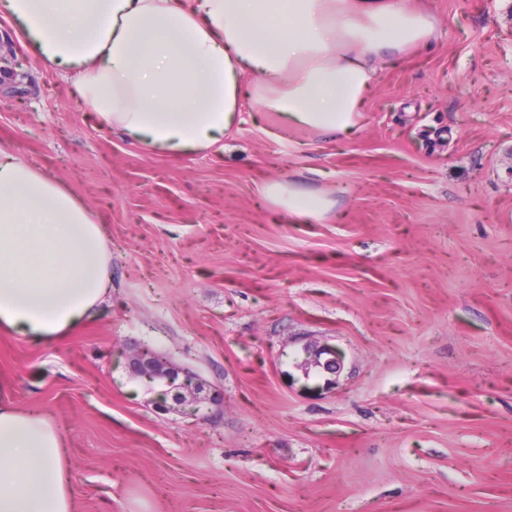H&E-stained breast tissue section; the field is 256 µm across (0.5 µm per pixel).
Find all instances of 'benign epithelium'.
<instances>
[{
	"instance_id": "obj_1",
	"label": "benign epithelium",
	"mask_w": 512,
	"mask_h": 512,
	"mask_svg": "<svg viewBox=\"0 0 512 512\" xmlns=\"http://www.w3.org/2000/svg\"><path fill=\"white\" fill-rule=\"evenodd\" d=\"M131 374L149 383L160 382L164 389L158 394L157 407L169 408V403L191 407L190 414L196 415L194 405L203 401L201 393L205 385L202 380L183 367L161 357L148 347L141 348L135 355L126 358Z\"/></svg>"
}]
</instances>
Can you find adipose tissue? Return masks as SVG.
Returning <instances> with one entry per match:
<instances>
[{"instance_id":"1","label":"adipose tissue","mask_w":512,"mask_h":512,"mask_svg":"<svg viewBox=\"0 0 512 512\" xmlns=\"http://www.w3.org/2000/svg\"><path fill=\"white\" fill-rule=\"evenodd\" d=\"M50 66L77 73L101 124L150 150L204 152L239 118L245 72L256 105L294 125L359 124L371 62L429 43L431 14L396 0H5ZM288 215L322 220L330 201L267 185ZM112 252L69 190L0 149V330L51 341L111 297ZM0 512H77L65 438L19 408L0 380Z\"/></svg>"}]
</instances>
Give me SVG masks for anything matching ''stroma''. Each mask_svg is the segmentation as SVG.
<instances>
[{
	"instance_id": "stroma-1",
	"label": "stroma",
	"mask_w": 512,
	"mask_h": 512,
	"mask_svg": "<svg viewBox=\"0 0 512 512\" xmlns=\"http://www.w3.org/2000/svg\"><path fill=\"white\" fill-rule=\"evenodd\" d=\"M400 2L436 35L378 60L351 133L250 103L205 155L101 127L0 16V148L112 240L93 319L53 343L0 331L78 512H512V0ZM274 180L333 206L289 216ZM142 345L223 401L158 410L125 368Z\"/></svg>"
}]
</instances>
